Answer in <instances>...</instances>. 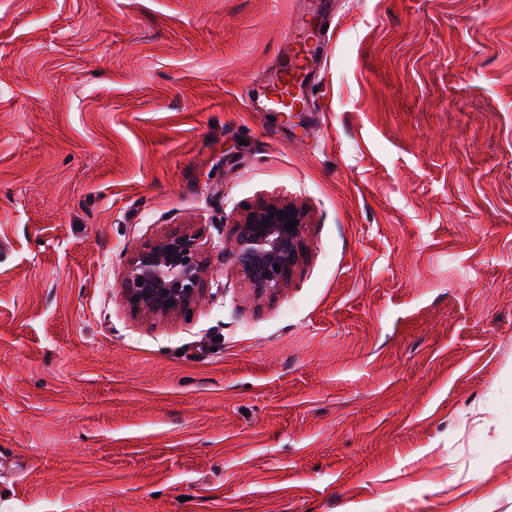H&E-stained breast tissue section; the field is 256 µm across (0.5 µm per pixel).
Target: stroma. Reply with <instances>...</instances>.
Masks as SVG:
<instances>
[{"label": "stroma", "mask_w": 512, "mask_h": 512, "mask_svg": "<svg viewBox=\"0 0 512 512\" xmlns=\"http://www.w3.org/2000/svg\"><path fill=\"white\" fill-rule=\"evenodd\" d=\"M310 7L0 0V512H512V0H330L266 108ZM179 231L220 287L130 309ZM310 21L306 15L297 16L293 20L291 30L285 37L280 49V66L276 74V81L284 83L293 69L297 68L300 55L304 60L313 59L321 51V42L309 30ZM272 211L275 215L270 218ZM279 211H283V218L278 216ZM266 219L268 224H264ZM289 220L298 222L294 230H286ZM306 226L305 215L300 210L288 204L265 205L247 212L234 224L232 236L224 239V253L227 251L235 257L252 288L260 293H276L287 288L291 272L300 260ZM260 228L265 234H259ZM275 264L280 266V271L274 269Z\"/></svg>", "instance_id": "stroma-1"}]
</instances>
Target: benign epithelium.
I'll return each instance as SVG.
<instances>
[{"label":"benign epithelium","instance_id":"benign-epithelium-1","mask_svg":"<svg viewBox=\"0 0 512 512\" xmlns=\"http://www.w3.org/2000/svg\"><path fill=\"white\" fill-rule=\"evenodd\" d=\"M274 211L283 212V216H271ZM292 219L298 225L288 231L285 225ZM306 226L304 213L296 208L265 205L247 212L234 224L232 236L224 240V250L235 257L252 288L276 293L288 287L300 260ZM200 251L199 235L187 231L136 249L119 285L126 305L147 314L168 315L192 303L205 289L208 278Z\"/></svg>","mask_w":512,"mask_h":512}]
</instances>
